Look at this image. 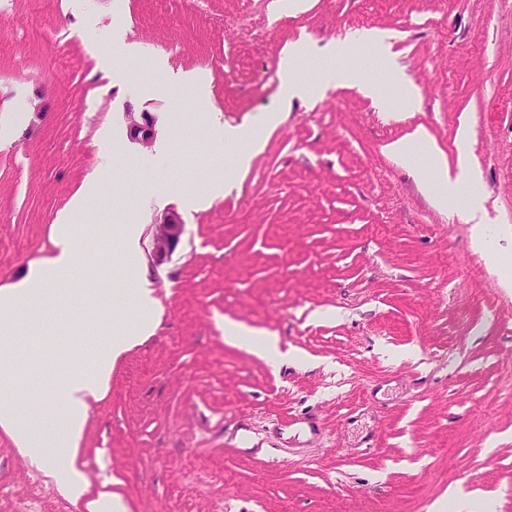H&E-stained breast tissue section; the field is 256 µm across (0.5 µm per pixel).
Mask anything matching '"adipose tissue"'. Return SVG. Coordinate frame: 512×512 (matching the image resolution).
<instances>
[{
  "instance_id": "1",
  "label": "adipose tissue",
  "mask_w": 512,
  "mask_h": 512,
  "mask_svg": "<svg viewBox=\"0 0 512 512\" xmlns=\"http://www.w3.org/2000/svg\"><path fill=\"white\" fill-rule=\"evenodd\" d=\"M315 52L305 40L289 44L279 61V93L284 101H315L330 86H360L364 95L379 100L377 84L349 67H331L309 79L304 67ZM281 121V114L270 111L258 123L224 129L217 139L232 151L228 175L213 181L210 195L218 196L233 183L234 176L250 167L262 151L268 130ZM468 126H460L456 163H449L436 139L424 126H417L404 137L388 143L385 151L400 160L416 176L418 185L441 210H453L462 222L470 224L477 245L487 236L486 214L481 199V172L465 145ZM102 194L97 181H89L74 196L70 207L56 219L52 256L31 264L19 281L0 286V386L15 390L12 397L0 400V431L12 440L17 451L31 463L43 466L53 478L58 491L72 501H84L86 512H126L119 495L101 490L87 498L88 483L74 460L83 444L93 403L110 390L112 365L148 333L155 300L149 289L140 287L141 268L136 259L134 225H122L126 242L122 269L133 283L132 298L142 316L127 324L118 319H104L108 305L104 290L98 288L99 267L89 262L88 254L97 244L100 229L89 221L93 202ZM72 303L82 307L86 324L76 326L80 336L100 337L94 348L75 345L72 367L59 372L45 363L44 347L33 340L18 348L11 339L18 306L22 303L45 307L53 303ZM224 340L246 346L256 356L278 363H302L300 353L280 348L278 336L228 320ZM60 405L53 417L44 414L48 397Z\"/></svg>"
}]
</instances>
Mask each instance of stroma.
Segmentation results:
<instances>
[{
	"mask_svg": "<svg viewBox=\"0 0 512 512\" xmlns=\"http://www.w3.org/2000/svg\"><path fill=\"white\" fill-rule=\"evenodd\" d=\"M369 29L388 32L392 68L352 43ZM303 38L336 44L382 104L355 86L284 104L280 52ZM124 45L142 69L207 72V105L173 80L116 79L99 52ZM129 105L156 119L150 148L128 137ZM270 109L263 151L208 198L226 171L216 131ZM463 120L481 252L384 150L422 125L456 160ZM89 178L98 216L136 225L160 308L92 411L76 461L90 491L127 512H431L458 486L512 512V0H0V286L51 254ZM167 211L184 231L155 266ZM228 318L308 365L226 344ZM27 506L83 512L0 431V512Z\"/></svg>",
	"mask_w": 512,
	"mask_h": 512,
	"instance_id": "stroma-1",
	"label": "stroma"
}]
</instances>
